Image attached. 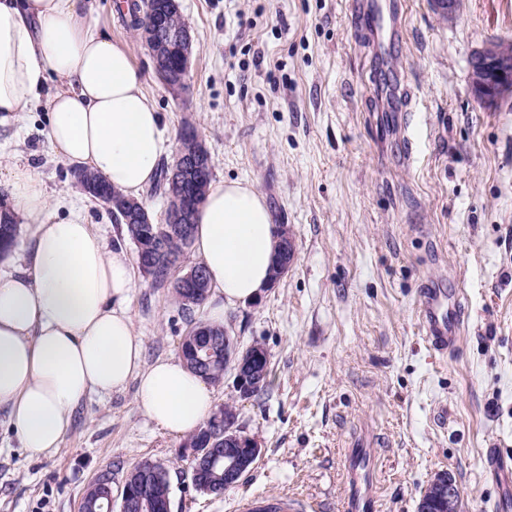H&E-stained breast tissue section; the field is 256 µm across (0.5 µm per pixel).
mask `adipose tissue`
I'll return each instance as SVG.
<instances>
[{"mask_svg": "<svg viewBox=\"0 0 512 512\" xmlns=\"http://www.w3.org/2000/svg\"><path fill=\"white\" fill-rule=\"evenodd\" d=\"M47 114L51 151L131 197L156 179L171 138L126 44L102 32L84 0H0V126L33 105ZM11 210L33 229L20 270L0 273V409L30 457L56 453L74 410L137 383L141 411L174 436L212 413V390L182 359L144 360L126 301L129 257L78 214L53 216L30 166L7 171ZM194 249L209 280L207 322L269 287L278 227L243 181L211 182Z\"/></svg>", "mask_w": 512, "mask_h": 512, "instance_id": "obj_1", "label": "adipose tissue"}]
</instances>
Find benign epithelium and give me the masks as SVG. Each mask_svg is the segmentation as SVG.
Instances as JSON below:
<instances>
[{"label":"benign epithelium","mask_w":512,"mask_h":512,"mask_svg":"<svg viewBox=\"0 0 512 512\" xmlns=\"http://www.w3.org/2000/svg\"><path fill=\"white\" fill-rule=\"evenodd\" d=\"M143 40L153 46L152 56L162 75L166 77L164 84L169 87H181L185 81L174 76L166 68L167 44L159 29L152 25L141 28ZM177 49L184 58L192 53V36L190 30L182 27L176 33ZM470 84L475 98L487 106H491L501 97L512 92V56L499 54L495 47L488 45L475 51L470 59ZM175 166L170 175V196H184V175L186 171H195L205 177L211 171L210 152L200 137L193 139L182 135L178 138L174 152ZM163 222L168 224L189 223V206L186 204L169 209L163 214ZM295 257V247L281 243L276 254L277 274L271 285L288 272ZM207 356L224 355V369L235 373L236 388L240 396L248 397L256 394L264 384L269 366V353L261 347L253 350L248 346L240 348L230 336H224V343L204 339L198 343V352ZM239 416L234 407H220L208 421V426L224 433V447L196 448L185 444L184 453L189 457L192 481L198 489L213 494L235 486L240 474L256 459L259 447L256 441L240 435ZM224 467V485L211 483V475L218 465ZM149 478L132 470L126 475L121 491L120 512H134L148 502ZM461 496L455 478L448 474L434 480L431 489L424 493L419 503L418 512H460Z\"/></svg>","instance_id":"obj_1"}]
</instances>
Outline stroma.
<instances>
[{
  "mask_svg": "<svg viewBox=\"0 0 512 512\" xmlns=\"http://www.w3.org/2000/svg\"><path fill=\"white\" fill-rule=\"evenodd\" d=\"M116 0H88L127 44L171 135L196 128L214 179L252 183L296 260L257 301L224 311L240 346L269 352L265 388L241 397L233 373L213 385L235 405L260 454L237 486L209 496L185 479L181 438L138 407L136 383L74 412L59 450L28 457L0 411V512H79L102 469L165 465L172 512H235L281 495L300 512H338L344 457L376 456L379 512H416L436 473L456 478L462 512H495L512 479V94L486 107L469 83L472 53L512 45V0H402L405 36L377 45L353 0H179L194 37L185 89L169 91ZM35 108L0 129V167L30 160L57 217L79 209L108 247L135 246L51 152ZM127 300L146 362L178 356L187 325L142 272ZM460 290L463 335L447 355L427 344L424 288Z\"/></svg>",
  "mask_w": 512,
  "mask_h": 512,
  "instance_id": "35a3bbf8",
  "label": "stroma"
}]
</instances>
